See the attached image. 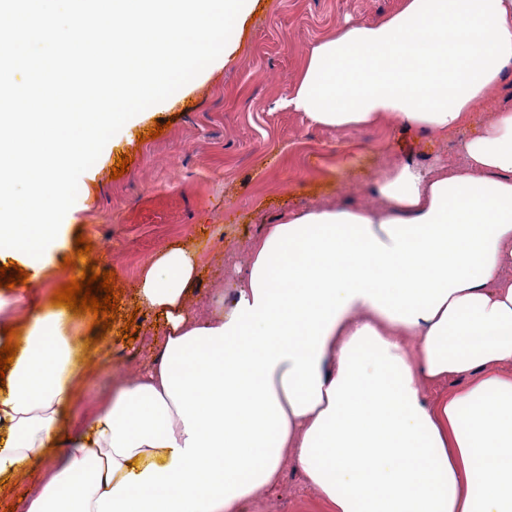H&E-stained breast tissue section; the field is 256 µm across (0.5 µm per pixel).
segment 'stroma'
<instances>
[{
	"label": "stroma",
	"mask_w": 512,
	"mask_h": 512,
	"mask_svg": "<svg viewBox=\"0 0 512 512\" xmlns=\"http://www.w3.org/2000/svg\"><path fill=\"white\" fill-rule=\"evenodd\" d=\"M400 0H260L240 36L238 55L192 83L171 104L146 110L104 146L78 183L57 245L44 260L33 301L0 287V347L6 329L23 332L31 313L52 307L55 292L81 277L86 258L77 237L109 244L119 311L110 330L80 324L85 375L65 412V435L82 430L117 385L145 369L164 331L156 311L141 305L138 281L163 252L192 242L199 277L188 306L201 318L217 314L225 295L249 269L252 244L291 210L324 206L376 209L375 183L410 161L424 168L461 163V143L474 125L447 135L386 122L336 130L310 124L284 102L305 68L311 47L351 20L372 23L395 12ZM163 124L158 137L147 131ZM130 164L110 173L119 154ZM75 258L72 267L64 258ZM132 324L136 337L121 329ZM44 467L25 464L0 482V512L35 494ZM243 512H330L305 480L294 457L285 458L277 483L245 503Z\"/></svg>",
	"instance_id": "1"
}]
</instances>
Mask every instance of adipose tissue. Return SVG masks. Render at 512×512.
Instances as JSON below:
<instances>
[{
    "instance_id": "adipose-tissue-1",
    "label": "adipose tissue",
    "mask_w": 512,
    "mask_h": 512,
    "mask_svg": "<svg viewBox=\"0 0 512 512\" xmlns=\"http://www.w3.org/2000/svg\"><path fill=\"white\" fill-rule=\"evenodd\" d=\"M511 74L512 0H402L312 46L286 104L445 135ZM462 150L390 169L381 208L285 215L208 320L186 305L195 248L161 254L138 282L159 351L61 464L82 348L69 310L35 315L0 387V477L48 472L19 512H240L289 455L334 512H512V113ZM451 376L470 382L430 403Z\"/></svg>"
}]
</instances>
